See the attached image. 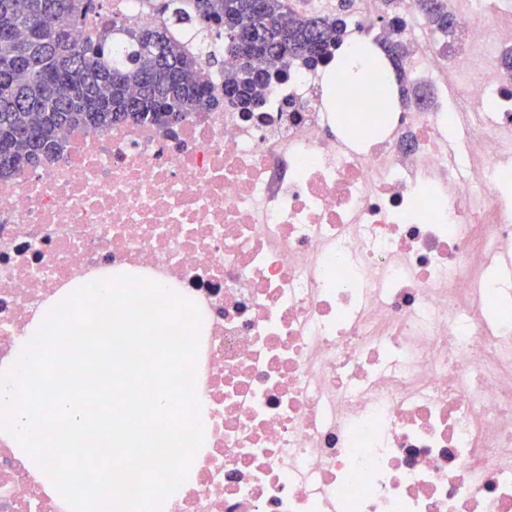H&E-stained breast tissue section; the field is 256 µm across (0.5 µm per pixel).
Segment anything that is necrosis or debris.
Listing matches in <instances>:
<instances>
[{
  "label": "necrosis or debris",
  "instance_id": "4bbe7bcc",
  "mask_svg": "<svg viewBox=\"0 0 512 512\" xmlns=\"http://www.w3.org/2000/svg\"><path fill=\"white\" fill-rule=\"evenodd\" d=\"M392 33L443 103L336 129L296 65L263 111L66 133L0 177V364L71 284L137 269L202 321L208 439L161 512H512V0H457L463 52ZM108 0L76 41L162 23ZM224 83L223 39L182 31ZM0 512H69L0 436Z\"/></svg>",
  "mask_w": 512,
  "mask_h": 512
}]
</instances>
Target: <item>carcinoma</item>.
Listing matches in <instances>:
<instances>
[{
    "mask_svg": "<svg viewBox=\"0 0 512 512\" xmlns=\"http://www.w3.org/2000/svg\"><path fill=\"white\" fill-rule=\"evenodd\" d=\"M160 0L154 10L167 24L119 28L129 49L112 57L106 39L79 44L76 25L97 9L96 0H0V176L22 166L35 168L61 153L62 134L74 127L101 131L128 121L163 124L202 108L217 107L197 72L202 58L170 33L185 23L224 38L237 59L224 76L227 98L243 112H256L271 82L256 75L262 63L298 61L308 68L330 60L349 25L348 0L334 13H300L290 0ZM445 46L458 33L446 0H415ZM247 30L249 43L234 35Z\"/></svg>",
    "mask_w": 512,
    "mask_h": 512,
    "instance_id": "carcinoma-1",
    "label": "carcinoma"
}]
</instances>
